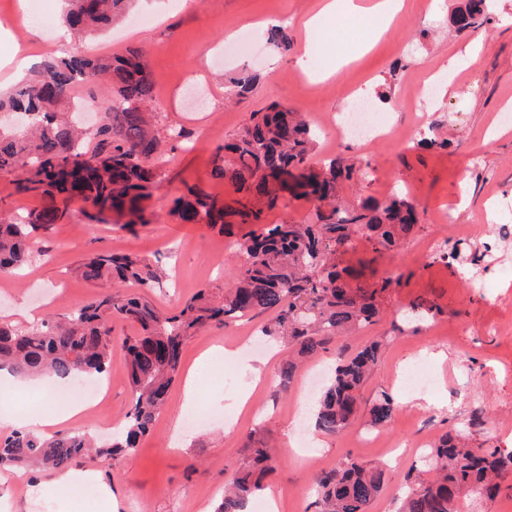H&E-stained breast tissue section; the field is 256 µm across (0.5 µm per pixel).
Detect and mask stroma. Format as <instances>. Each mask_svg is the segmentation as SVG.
I'll return each instance as SVG.
<instances>
[{"label":"stroma","instance_id":"stroma-1","mask_svg":"<svg viewBox=\"0 0 512 512\" xmlns=\"http://www.w3.org/2000/svg\"><path fill=\"white\" fill-rule=\"evenodd\" d=\"M321 2L136 0L111 28L68 44L57 39L61 0H40L36 16L31 0H0V81L23 55L38 62L68 49L115 55L141 47L156 79L159 131L177 126L187 134L158 170L160 187L146 203L151 223L129 227L116 214L94 223L75 201L59 223L36 230L41 255L19 274L0 278V322L24 326L17 314L22 307L42 320L86 302L94 289L76 268L104 250L166 268L169 285L140 293L161 311H175L202 288L223 296L235 281L236 244L248 225H234L227 234L209 224H180L166 215L168 199L189 186L235 198L233 186L214 174L217 149L242 132L252 112L274 102L303 112L317 130L313 163L341 157L359 167L357 180L342 185L343 206L396 192L407 195L418 214L417 228L398 252L380 254L358 239L337 253V263L363 266L369 275L400 273V284L381 298L374 325L305 360L288 390L253 382V367L263 364L273 373L288 356L286 344L258 334L272 313L203 329L185 342L181 368H200L191 410L207 414V423L193 429L177 424L184 380L176 378L151 434L120 466L78 460L74 467L84 479L77 490L50 491L31 509L16 490L14 473L0 471V512H77L83 504L104 512L105 488L117 500L116 512H213L226 480L260 443L276 448L278 460L270 491L258 502L274 498L279 512H315V475L350 457L384 464L385 485L370 512H397L396 498L411 470L448 425L469 426L472 445L512 451V334L498 331L512 321V241H499L496 213L512 202V125L497 123L502 112L512 111V23L503 21L512 16V0H492L489 23L462 32L450 18L463 0H405L378 40H370L364 24L339 22L307 55L302 24ZM268 22L287 28L288 54L267 45ZM243 71L257 75L258 83L248 99L234 104L227 81ZM357 101L385 120L386 134L377 143L337 133ZM434 124L448 137V148L420 147ZM459 224L499 243L465 273L439 256L445 242H456ZM421 301L434 304L437 314L409 321L412 304ZM137 332L136 325L113 320L106 395L66 424L63 434L103 440L120 428L132 401L123 342ZM380 336L387 342L363 395L371 402L389 394L396 406L391 423L374 428L361 417L335 436L310 429L309 447H300L302 376ZM413 360L429 369L434 384L410 394L398 380ZM246 391L250 404L238 409L235 399Z\"/></svg>","mask_w":512,"mask_h":512}]
</instances>
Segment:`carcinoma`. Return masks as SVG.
Listing matches in <instances>:
<instances>
[{
	"mask_svg": "<svg viewBox=\"0 0 512 512\" xmlns=\"http://www.w3.org/2000/svg\"><path fill=\"white\" fill-rule=\"evenodd\" d=\"M133 0H65L63 23L81 39L112 24ZM486 0H464L451 16L463 31L486 17ZM272 50L286 54L291 44L280 27L267 31ZM256 77L239 74L230 80L244 99ZM106 86L97 127L89 131L77 119L83 102L80 84ZM155 80L139 49L121 55L53 58L33 69L7 92L0 91V118L20 116L15 125L0 124V176H13L18 189L44 200V205L13 220H0V274H12L34 253L32 233L56 224L76 199L91 209L96 222L107 212L146 224L144 202L157 188L156 167L163 162V140L152 122ZM316 135L299 112L270 105L231 143L218 148L214 173L231 182L241 196L230 204L187 188L171 198L168 216L180 224H251L239 244L241 262L236 282L224 298L206 290L175 313H164L133 293L114 294L126 283L159 288L163 268L130 254L97 253L77 267L86 282L99 288L85 304L31 329L0 323V371L37 376L50 371L61 378L109 374L114 318L139 327L126 338L125 372L134 394L120 432L108 444L94 446L84 435L48 438L15 430L0 437V470L40 467L65 471L82 456L110 459L121 465L148 434L165 403L186 340L206 326L221 327L234 318L277 312L274 325L261 328L273 342L286 341L301 358L327 350V345L375 323L378 300L399 283L388 273L371 282L351 284L353 272L335 262L336 253L362 234L376 252L401 247L417 226L415 206L401 194L383 202L362 201L352 209L339 203L338 188L353 179L355 165L340 159L315 168L308 165ZM313 204L310 221L267 222L284 195ZM382 341L375 340L354 356L336 362L329 383L312 410L316 431L335 436L353 423L362 404L361 390L377 364ZM395 412L391 396L377 398L370 423L390 424ZM264 445L249 449L248 462L224 487L215 512H243L258 495L275 462ZM424 467L432 480H414L399 512H461L460 494L491 497L499 481L512 474V452L468 447V436L451 425L432 445ZM320 512H368L383 489V470L347 458L316 476Z\"/></svg>",
	"mask_w": 512,
	"mask_h": 512,
	"instance_id": "carcinoma-1",
	"label": "carcinoma"
}]
</instances>
